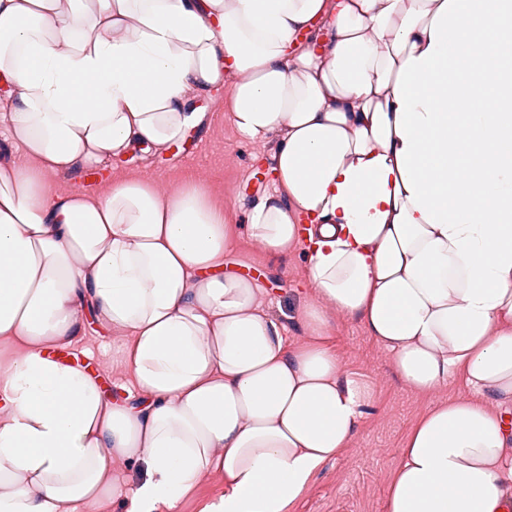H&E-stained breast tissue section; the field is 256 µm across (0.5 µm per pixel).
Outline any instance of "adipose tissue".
I'll use <instances>...</instances> for the list:
<instances>
[{
    "mask_svg": "<svg viewBox=\"0 0 512 512\" xmlns=\"http://www.w3.org/2000/svg\"><path fill=\"white\" fill-rule=\"evenodd\" d=\"M0 512H97L144 463L128 512H284L345 448L369 397L325 340L357 319L410 388L462 378L402 450L385 512H499L512 486V0H0ZM231 88L272 142L243 224L187 183L105 195L50 181L164 147ZM304 253L288 343L266 290L224 269L241 238ZM95 310L132 392L107 402L50 348ZM224 492V482L219 475L210 474L201 479L195 491L180 505V512H199L204 500L216 497Z\"/></svg>",
    "mask_w": 512,
    "mask_h": 512,
    "instance_id": "adipose-tissue-1",
    "label": "adipose tissue"
}]
</instances>
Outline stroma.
<instances>
[{
    "instance_id": "1",
    "label": "stroma",
    "mask_w": 512,
    "mask_h": 512,
    "mask_svg": "<svg viewBox=\"0 0 512 512\" xmlns=\"http://www.w3.org/2000/svg\"><path fill=\"white\" fill-rule=\"evenodd\" d=\"M197 107L206 114L204 127L165 148L112 159L95 172L74 174L72 184L93 192L99 181L110 183L132 171L146 173L148 180L163 186L194 181L209 186L213 201L234 214L236 223H245L249 204L274 187L267 177L272 169L269 148L234 129L227 116L228 102L201 97ZM226 266L258 277L267 291L269 309L282 321L289 341L302 340L291 314L304 299L309 281L303 259L281 265L245 238ZM329 336L343 378L366 386L370 399L362 408L349 448L325 461L285 512H384L388 487L419 415L436 402L466 396L468 389L453 379L433 393L408 388L395 373L390 353L368 336L356 319H334ZM123 341V336L103 321L88 322L81 343L67 354L94 362L103 381L122 397L130 381L126 369L116 362Z\"/></svg>"
}]
</instances>
